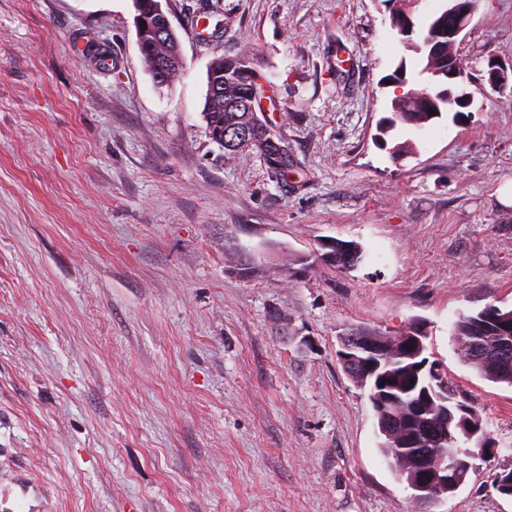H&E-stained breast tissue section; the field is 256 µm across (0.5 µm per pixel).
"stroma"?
I'll return each instance as SVG.
<instances>
[{"label": "stroma", "instance_id": "obj_1", "mask_svg": "<svg viewBox=\"0 0 512 512\" xmlns=\"http://www.w3.org/2000/svg\"><path fill=\"white\" fill-rule=\"evenodd\" d=\"M206 5L211 41L188 22ZM167 11L183 68L159 85L133 0H0V512H413L338 336L415 320L493 448L430 512H512V387L453 334L512 306V85L487 82L512 65V0H480L457 45L462 117L385 136L396 69L420 68L386 0ZM243 54L284 185L205 130L209 66ZM326 239L362 261H319ZM492 322L499 324H512V309H502L496 305H486L473 314H462L454 324V336L461 344L462 352L459 353L461 360L473 368L481 377L494 382L505 383L512 386V359L493 362L482 354L478 353L471 344L472 336L483 325H492ZM481 338L480 336H475Z\"/></svg>", "mask_w": 512, "mask_h": 512}]
</instances>
